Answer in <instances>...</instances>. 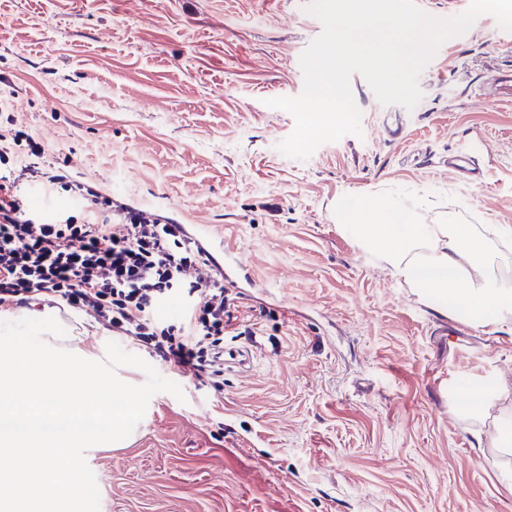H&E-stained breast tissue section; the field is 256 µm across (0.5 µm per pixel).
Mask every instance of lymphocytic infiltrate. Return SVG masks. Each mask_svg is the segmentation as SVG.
<instances>
[{
    "label": "lymphocytic infiltrate",
    "mask_w": 512,
    "mask_h": 512,
    "mask_svg": "<svg viewBox=\"0 0 512 512\" xmlns=\"http://www.w3.org/2000/svg\"><path fill=\"white\" fill-rule=\"evenodd\" d=\"M31 185L68 193L75 205L42 217L30 205ZM174 299L179 316L161 317ZM46 303L136 337L167 366L216 389L224 383L225 345L255 333L184 225L112 199L68 162L46 160L34 136L1 132L0 311Z\"/></svg>",
    "instance_id": "obj_1"
}]
</instances>
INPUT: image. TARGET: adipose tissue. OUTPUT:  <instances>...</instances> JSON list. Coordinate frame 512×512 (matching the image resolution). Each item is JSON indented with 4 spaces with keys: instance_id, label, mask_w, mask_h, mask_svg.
<instances>
[{
    "instance_id": "ef3b65f1",
    "label": "adipose tissue",
    "mask_w": 512,
    "mask_h": 512,
    "mask_svg": "<svg viewBox=\"0 0 512 512\" xmlns=\"http://www.w3.org/2000/svg\"><path fill=\"white\" fill-rule=\"evenodd\" d=\"M346 221L348 231L420 299L437 300L444 312L464 309L476 327L512 317V286L494 280L493 258L471 225L418 224L404 208L370 197L352 202Z\"/></svg>"
}]
</instances>
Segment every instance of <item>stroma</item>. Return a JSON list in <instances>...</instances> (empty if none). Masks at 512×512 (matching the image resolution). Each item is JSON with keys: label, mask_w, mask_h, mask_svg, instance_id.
Segmentation results:
<instances>
[{"label": "stroma", "mask_w": 512, "mask_h": 512, "mask_svg": "<svg viewBox=\"0 0 512 512\" xmlns=\"http://www.w3.org/2000/svg\"><path fill=\"white\" fill-rule=\"evenodd\" d=\"M497 25L484 14L445 42L411 111L352 75L361 135L301 161L277 149L293 116L267 101L303 91L322 24L302 0H0V82L15 92L0 125L223 245L224 281L259 325L217 391L119 337L184 396L155 395L122 447L87 450L100 512H512L492 445L512 402L487 393L466 417L453 390L463 375L512 384V319L442 315L339 225L343 201L369 196L420 224L512 229V102L471 96L512 65ZM400 111L396 145L383 120ZM476 135L480 188L438 167Z\"/></svg>", "instance_id": "35a3bbf8"}]
</instances>
